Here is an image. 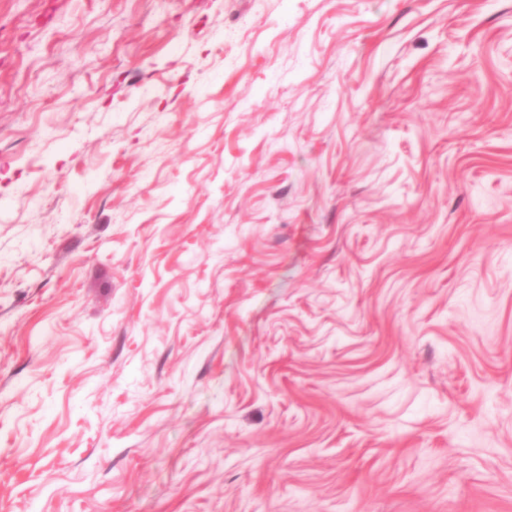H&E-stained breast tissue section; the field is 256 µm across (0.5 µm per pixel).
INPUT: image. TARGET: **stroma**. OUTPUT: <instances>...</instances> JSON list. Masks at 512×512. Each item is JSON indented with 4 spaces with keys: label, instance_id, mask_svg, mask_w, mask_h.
I'll return each instance as SVG.
<instances>
[{
    "label": "stroma",
    "instance_id": "35a3bbf8",
    "mask_svg": "<svg viewBox=\"0 0 512 512\" xmlns=\"http://www.w3.org/2000/svg\"><path fill=\"white\" fill-rule=\"evenodd\" d=\"M0 512H512V0H0Z\"/></svg>",
    "mask_w": 512,
    "mask_h": 512
}]
</instances>
